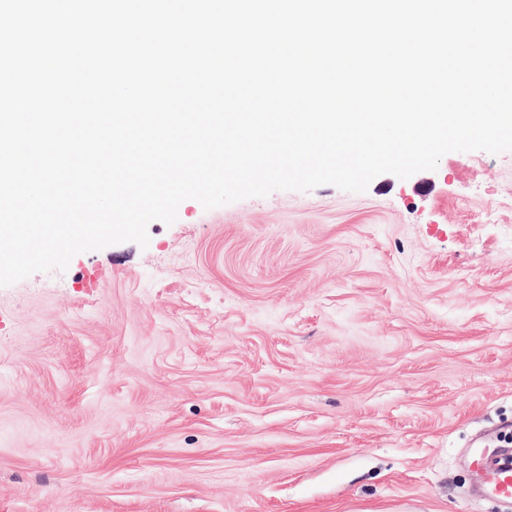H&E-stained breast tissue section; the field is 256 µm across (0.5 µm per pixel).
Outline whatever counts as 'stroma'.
Instances as JSON below:
<instances>
[{
    "label": "stroma",
    "mask_w": 512,
    "mask_h": 512,
    "mask_svg": "<svg viewBox=\"0 0 512 512\" xmlns=\"http://www.w3.org/2000/svg\"><path fill=\"white\" fill-rule=\"evenodd\" d=\"M177 215L0 287V512H512V152ZM477 458L484 472L483 494L493 499H512V459L501 456L486 458L482 455Z\"/></svg>",
    "instance_id": "35a3bbf8"
}]
</instances>
